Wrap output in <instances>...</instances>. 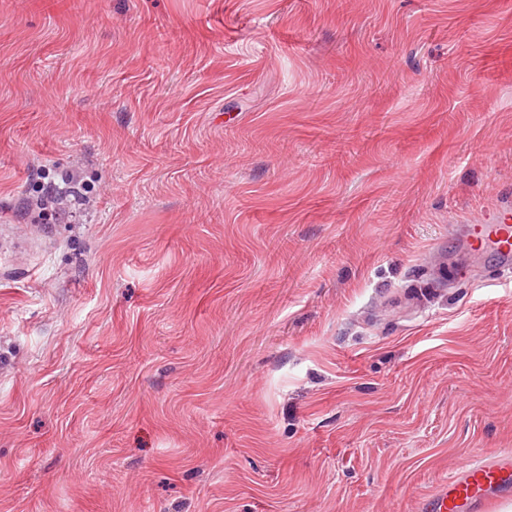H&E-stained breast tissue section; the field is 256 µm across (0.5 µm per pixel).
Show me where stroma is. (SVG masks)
I'll list each match as a JSON object with an SVG mask.
<instances>
[{
	"instance_id": "1",
	"label": "stroma",
	"mask_w": 512,
	"mask_h": 512,
	"mask_svg": "<svg viewBox=\"0 0 512 512\" xmlns=\"http://www.w3.org/2000/svg\"><path fill=\"white\" fill-rule=\"evenodd\" d=\"M512 0H0V512H415L512 449ZM512 201L489 210L473 224L454 228L463 248L482 259H490L501 270L512 269Z\"/></svg>"
}]
</instances>
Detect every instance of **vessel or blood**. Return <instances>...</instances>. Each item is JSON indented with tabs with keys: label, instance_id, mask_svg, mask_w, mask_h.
<instances>
[{
	"label": "vessel or blood",
	"instance_id": "b4317fda",
	"mask_svg": "<svg viewBox=\"0 0 512 512\" xmlns=\"http://www.w3.org/2000/svg\"><path fill=\"white\" fill-rule=\"evenodd\" d=\"M463 248L512 269V201L489 210L482 219L457 226ZM512 496V450H495L457 468L440 487L422 496L416 512H484L492 502Z\"/></svg>",
	"mask_w": 512,
	"mask_h": 512
}]
</instances>
